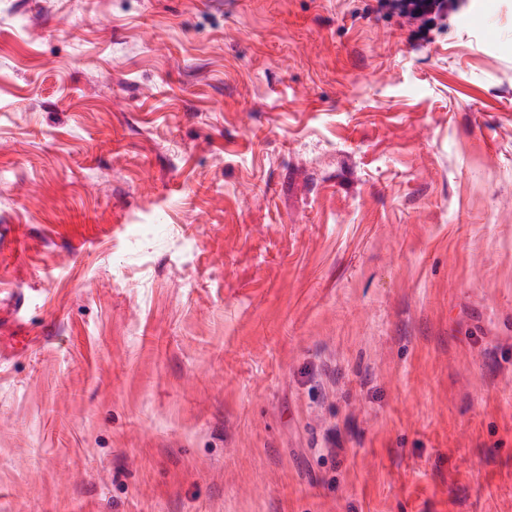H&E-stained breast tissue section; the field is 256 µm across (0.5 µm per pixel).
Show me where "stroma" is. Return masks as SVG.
Instances as JSON below:
<instances>
[{
	"label": "stroma",
	"mask_w": 512,
	"mask_h": 512,
	"mask_svg": "<svg viewBox=\"0 0 512 512\" xmlns=\"http://www.w3.org/2000/svg\"><path fill=\"white\" fill-rule=\"evenodd\" d=\"M409 35L0 0V512H512V0Z\"/></svg>",
	"instance_id": "obj_1"
}]
</instances>
